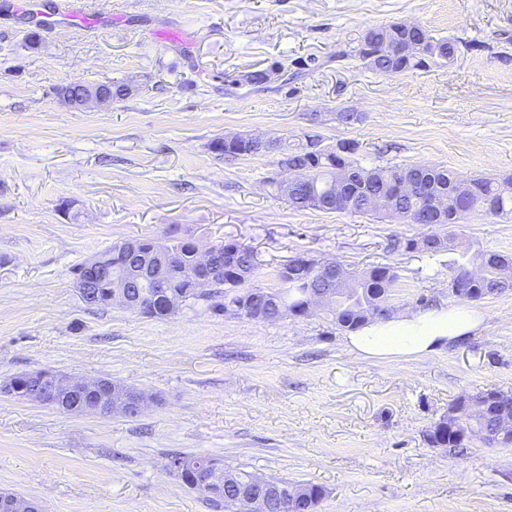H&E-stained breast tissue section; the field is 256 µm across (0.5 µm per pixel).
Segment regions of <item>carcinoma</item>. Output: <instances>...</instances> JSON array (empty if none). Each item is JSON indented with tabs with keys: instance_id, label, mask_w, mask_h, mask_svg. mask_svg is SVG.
<instances>
[{
	"instance_id": "1",
	"label": "carcinoma",
	"mask_w": 512,
	"mask_h": 512,
	"mask_svg": "<svg viewBox=\"0 0 512 512\" xmlns=\"http://www.w3.org/2000/svg\"><path fill=\"white\" fill-rule=\"evenodd\" d=\"M428 43L418 52L397 59L391 56V47L381 41L361 40L356 55L365 62L370 70L385 75H398L410 71L422 70L432 64L441 65L443 61L432 58L435 45L447 43L444 38H437L427 33ZM316 142H298L288 146L282 161L297 162L311 169V180L291 189L287 201L296 210H315L325 213L348 211L359 215L381 213L379 208L368 205L372 198L392 199L394 212L403 219H409L415 213L426 209L432 199H448V216L459 215L464 211L469 214L482 212L499 219L512 220V174L499 181L469 180L468 197L458 196L457 183L461 175L444 167L421 165H378L367 168L357 158L358 146L355 143H340L337 148L326 146L320 150L312 149ZM351 172L344 184H339L337 176L342 171ZM404 179L414 181L415 186L409 193L393 197V189ZM151 239H144L143 247L128 254L111 253L112 270L130 284L133 294L150 292L154 288L148 273L157 262V256L148 252ZM391 249H403L413 252L420 247L415 240L398 239L391 241ZM227 248H234L239 254L237 264L224 269L219 275L218 285L209 293L190 294L193 301L208 302V309L217 315L224 314V309L239 303L251 290V281L258 269L254 250L238 241H224L213 246L218 254H224ZM448 239L436 233L432 234L430 243L421 247L423 252L433 256L447 250ZM195 242L192 238L170 232L164 253L173 252L180 259L190 262L194 259ZM480 260L481 274L477 278H468L470 262L465 261L451 269V280L461 281L464 287L471 289V294L483 299L500 294L512 286V265L505 262L496 253L477 255ZM350 288L344 290L338 284L328 285L321 280L319 261L308 259L304 275L284 288L272 291L273 299L262 311L263 320L278 321L284 317H293L304 310L310 294L330 291L332 304L326 313L336 325L348 330H356L374 318L375 310L387 306L391 292L396 287L398 275L390 266H375L360 274H348ZM468 396H460L448 406V415L442 417L436 427L424 434L428 445L436 448L464 449L474 442H480L490 448L512 447V403L496 398H487L486 406L479 412H470L465 403ZM182 460L184 466L192 472H199L214 460L212 456L187 455L173 453L168 461ZM277 486L291 493L293 512H315L323 499L324 489L314 484H295L286 481L276 482ZM204 495L206 504L213 512H284V506L276 491L267 490L256 505L244 502L239 495L237 484L229 483L224 496L219 499Z\"/></svg>"
}]
</instances>
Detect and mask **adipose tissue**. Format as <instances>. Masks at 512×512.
<instances>
[{
	"mask_svg": "<svg viewBox=\"0 0 512 512\" xmlns=\"http://www.w3.org/2000/svg\"><path fill=\"white\" fill-rule=\"evenodd\" d=\"M482 314L462 304L379 320L352 331L345 344L360 360H421L471 335Z\"/></svg>",
	"mask_w": 512,
	"mask_h": 512,
	"instance_id": "ef3b65f1",
	"label": "adipose tissue"
}]
</instances>
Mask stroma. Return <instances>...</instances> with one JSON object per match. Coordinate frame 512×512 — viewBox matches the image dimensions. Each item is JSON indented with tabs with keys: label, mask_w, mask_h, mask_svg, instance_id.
<instances>
[{
	"label": "stroma",
	"mask_w": 512,
	"mask_h": 512,
	"mask_svg": "<svg viewBox=\"0 0 512 512\" xmlns=\"http://www.w3.org/2000/svg\"><path fill=\"white\" fill-rule=\"evenodd\" d=\"M112 23L45 30L0 11V382L33 370L144 391L137 417L70 414L0 394V492L43 512H210L168 468L173 452L325 490L316 512H512V448H432L424 433L458 396L512 391V290L477 301L473 336L423 360H354L322 312L277 322L167 319L87 304L73 270L113 243L163 237L252 245L254 286L282 288L297 255L399 275L392 313L456 305L453 261L512 256V222L438 228L297 210L270 186L279 153L227 161L230 133L294 144L354 142L364 166L512 173V0H94ZM414 22L484 43L454 63L387 76L354 56L368 29ZM297 80L232 84L293 68ZM130 92L87 110L57 87ZM343 112L354 122L340 121ZM448 236L450 250L388 239Z\"/></svg>",
	"instance_id": "1"
}]
</instances>
